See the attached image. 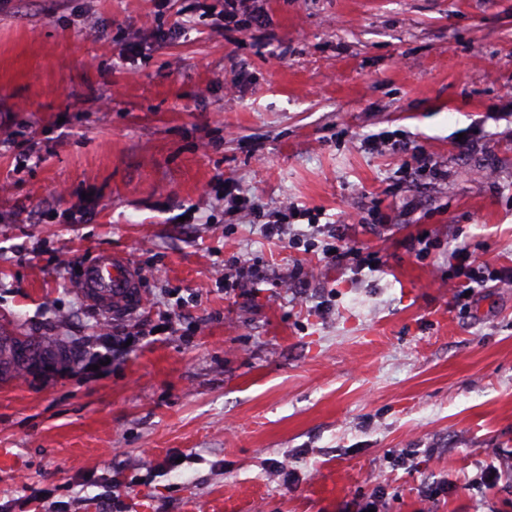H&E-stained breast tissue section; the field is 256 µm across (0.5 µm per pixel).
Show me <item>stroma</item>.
<instances>
[{
    "instance_id": "stroma-1",
    "label": "stroma",
    "mask_w": 512,
    "mask_h": 512,
    "mask_svg": "<svg viewBox=\"0 0 512 512\" xmlns=\"http://www.w3.org/2000/svg\"><path fill=\"white\" fill-rule=\"evenodd\" d=\"M265 7L245 35L224 0H0V345L73 351L0 373V512H512V286L462 296L451 258L512 268V0ZM290 203L380 266L266 238ZM100 251L141 290L110 314L74 281ZM395 153L409 155L416 163V170L420 173H427L432 179H442L443 170L439 162L425 149L413 145L402 139H395L391 144ZM231 270L233 273L230 276H224V282L226 280V288L231 290H237L244 292V285L247 281L256 275L255 263L251 262V259L245 258L244 256H233L231 261ZM230 282V284H229Z\"/></svg>"
}]
</instances>
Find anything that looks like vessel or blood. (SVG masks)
<instances>
[{"label": "vessel or blood", "mask_w": 512, "mask_h": 512, "mask_svg": "<svg viewBox=\"0 0 512 512\" xmlns=\"http://www.w3.org/2000/svg\"><path fill=\"white\" fill-rule=\"evenodd\" d=\"M77 284L85 300L108 313L137 299V275L132 261L109 252L95 253L81 262Z\"/></svg>", "instance_id": "b4317fda"}]
</instances>
